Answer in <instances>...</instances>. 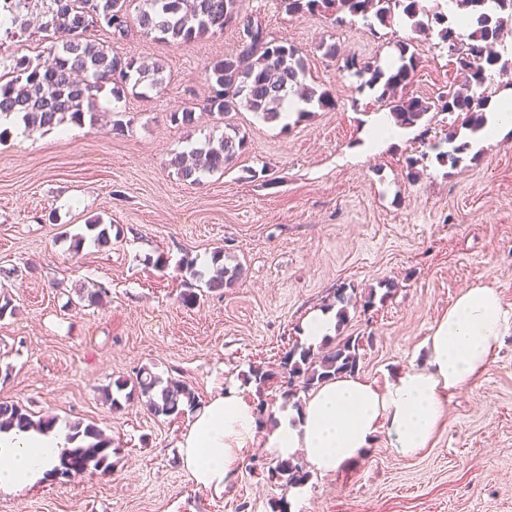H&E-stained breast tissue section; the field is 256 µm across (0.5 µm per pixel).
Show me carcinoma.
<instances>
[{"instance_id": "obj_1", "label": "carcinoma", "mask_w": 512, "mask_h": 512, "mask_svg": "<svg viewBox=\"0 0 512 512\" xmlns=\"http://www.w3.org/2000/svg\"><path fill=\"white\" fill-rule=\"evenodd\" d=\"M137 6H132V3ZM242 0H14V13L0 14V31L10 39L30 33L32 23L38 22L37 32L45 47L34 56L0 55V115L19 113L25 124L47 131L57 128L65 118L75 123L85 114L95 115V93L110 87L112 97L121 99L144 84L152 88L163 82L164 68L157 62L146 63L113 48L89 39L97 29L109 32L113 42L128 38L135 32L166 44L188 46L203 37L224 31L236 25L250 37L239 44L235 52L226 53L208 61L204 80L210 94L199 104H186L169 114L170 121L190 126L197 121L196 111L209 112L222 120L232 112L245 109L267 122L277 121L285 103L296 97L303 102L317 101L323 108L335 103L327 92H319L302 82L306 71L299 51L277 42L262 25L240 16ZM293 13L323 12L341 24L346 15L372 17L387 26L395 17H405L418 30L441 26L438 36L455 58L457 70L463 79L459 88L448 91L429 103L409 97L405 90L418 61L409 53L408 43L399 44L401 65L386 73L373 61L355 57L345 60V68L359 77L370 75V86L382 84L380 98L389 101L397 126L411 128L431 111L446 112L455 117L448 126L451 150L447 161L455 165L459 155L469 149L468 142L456 143L459 128L475 131L482 127L485 115L480 100L472 88H481L487 79L486 67L499 65L501 55L496 45L503 42L506 25L512 21V0H456L467 10L475 26L469 41H463L454 23L439 11V6L425 8L420 0H282ZM247 146L246 134L227 123L218 138H210L201 146L171 156L167 166L185 181L194 184L203 173L224 171ZM72 249L80 251L89 241L97 247L112 245V225L95 219L85 225V232L71 236ZM221 255L213 256L217 265L215 274L205 277L194 269V260L185 262V270L210 291L233 287L242 268L220 263ZM361 337L347 336L333 351L320 355L311 348L294 346L286 352L280 367L286 374V397L293 399L323 383L355 373L359 364ZM116 389L126 391L125 399H144L147 409L156 416H178L196 405L194 392L182 381L156 376L142 368L132 386L115 383ZM52 418L34 419L33 413L14 401L0 400V429L15 426L20 429L49 430ZM70 439L77 442L65 449L52 474L80 476L105 475L112 469V439L103 435L92 423L81 420L71 425ZM271 477L288 488L304 483L308 472L288 458L271 469Z\"/></svg>"}]
</instances>
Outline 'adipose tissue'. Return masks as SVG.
<instances>
[{"instance_id": "1", "label": "adipose tissue", "mask_w": 512, "mask_h": 512, "mask_svg": "<svg viewBox=\"0 0 512 512\" xmlns=\"http://www.w3.org/2000/svg\"><path fill=\"white\" fill-rule=\"evenodd\" d=\"M511 328L512 312L504 309L497 288L471 286L431 327L423 366L405 369L382 387L357 374L325 382L302 407L278 414L265 445L284 458L302 455L322 475L364 458L380 433L398 455L416 456L438 431L447 396L476 384ZM257 433L255 411L244 397L233 388L217 391L183 435L180 462L195 483L223 493ZM69 445L63 428L0 430V492L15 493L47 478Z\"/></svg>"}]
</instances>
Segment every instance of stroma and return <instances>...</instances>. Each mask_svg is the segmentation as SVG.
Listing matches in <instances>:
<instances>
[{"instance_id":"35a3bbf8","label":"stroma","mask_w":512,"mask_h":512,"mask_svg":"<svg viewBox=\"0 0 512 512\" xmlns=\"http://www.w3.org/2000/svg\"><path fill=\"white\" fill-rule=\"evenodd\" d=\"M242 11L300 51L306 83L335 108L308 104L286 126L245 110L225 122L202 112L192 126L171 123L170 112L208 95L204 64L237 48L229 26L182 47L132 35L118 51L164 66L147 97L117 100L105 89L94 121L0 135V268L15 271L0 282L11 301L0 317V372H9L0 399L61 427L94 423L112 440L110 473L0 493V512H272L281 497L288 512H512V331L477 384L447 399L429 448L404 458L377 436L360 462L310 474L298 497H284L269 476L279 457L259 445L244 449L240 473L214 494L179 460L193 411L156 416L141 401L116 409L105 399L106 386L145 367L185 382L198 405L233 386L276 414L286 406L280 380L257 388L250 368L275 367L303 344L304 323L342 286L377 299L348 305L328 344L361 337L357 373L381 385L424 363L425 336L464 288L494 284L512 310V131L470 145L453 165L440 159L450 118L431 112L397 142L365 149L373 119L389 108L345 58L383 64L410 43L419 63L407 93L432 102L462 82L437 31L404 19L372 32L355 16L338 26L321 12H288L283 0H243ZM116 111L134 117L120 135ZM228 122L248 145L224 171L191 184L166 168L170 153ZM95 218L111 225V247L73 253L62 231ZM218 252L242 265L238 284L183 303L192 282L184 260L203 271ZM101 287L97 303L78 296Z\"/></svg>"}]
</instances>
